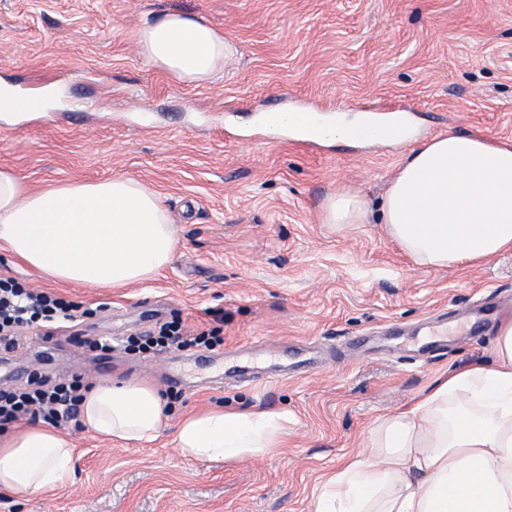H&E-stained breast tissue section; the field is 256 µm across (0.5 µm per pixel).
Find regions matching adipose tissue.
I'll use <instances>...</instances> for the list:
<instances>
[{"label": "adipose tissue", "instance_id": "adipose-tissue-1", "mask_svg": "<svg viewBox=\"0 0 512 512\" xmlns=\"http://www.w3.org/2000/svg\"><path fill=\"white\" fill-rule=\"evenodd\" d=\"M141 53L179 81L212 80L232 52L222 32L178 11L144 24ZM388 235L433 268L512 251V142L449 132L409 153L380 206ZM364 198L340 192L327 224H363ZM0 245L56 282L125 288L170 263L177 239L161 195L129 177L66 182L33 191L0 169ZM492 363L449 372L401 410L377 418L370 455L350 454L314 496V512H512V318L497 331ZM166 402L144 381L101 382L82 400L81 421L104 439L155 441ZM287 412L208 408L186 415L176 443L189 458L227 466L272 454ZM76 459L70 435L44 422L0 435V490L25 498L67 486Z\"/></svg>", "mask_w": 512, "mask_h": 512}]
</instances>
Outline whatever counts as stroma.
<instances>
[{
  "instance_id": "35a3bbf8",
  "label": "stroma",
  "mask_w": 512,
  "mask_h": 512,
  "mask_svg": "<svg viewBox=\"0 0 512 512\" xmlns=\"http://www.w3.org/2000/svg\"><path fill=\"white\" fill-rule=\"evenodd\" d=\"M170 11L234 46L220 77L188 85L140 54L133 32ZM1 85L50 87L57 101L0 113V168L35 191L140 180L163 198L178 244L153 280L98 290L16 266L0 245V275L96 311L0 352V388L23 386L12 369L24 366L52 380H145L180 399L147 444L69 425L74 483L24 499L0 491V512H312L343 455L368 453L377 417L455 368L492 362L512 252L433 269L383 225L324 223L322 206L351 190L378 207L409 149L433 136L512 141V0H0ZM286 99L334 115L409 113L416 135L405 148L313 147L253 128V115ZM473 307L481 328L449 325L429 361L394 362L418 348L426 318ZM218 315L222 345L124 349L171 317L196 330ZM368 333L364 354L350 353ZM102 337L111 350L92 348ZM242 366L258 381L226 387L225 372ZM213 406L288 412L284 448L234 466L183 457L179 421Z\"/></svg>"
}]
</instances>
